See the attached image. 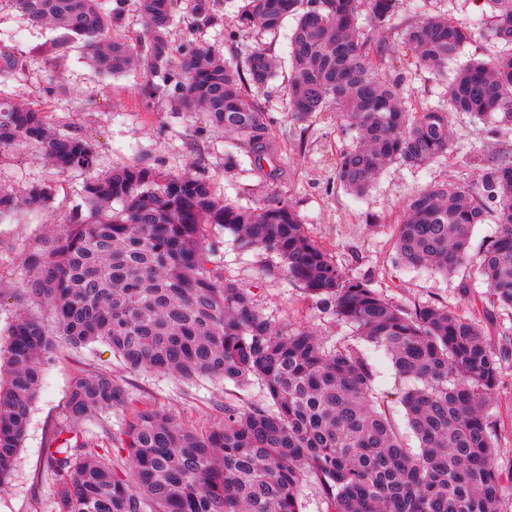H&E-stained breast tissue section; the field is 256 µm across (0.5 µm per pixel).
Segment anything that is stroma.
<instances>
[{
	"label": "stroma",
	"mask_w": 512,
	"mask_h": 512,
	"mask_svg": "<svg viewBox=\"0 0 512 512\" xmlns=\"http://www.w3.org/2000/svg\"><path fill=\"white\" fill-rule=\"evenodd\" d=\"M216 4L223 16L221 25L196 30L178 20L170 38L175 50L203 44L234 63L258 46L273 56L276 78L252 92L265 107L280 147L268 167H258L244 155L233 156L232 136L210 126L203 113L184 112L175 109L171 98L152 96L149 78L136 71L118 77L98 73L86 60L83 42L63 41L60 31L32 24L4 4L0 5V48L13 49L23 65L12 78L0 82V96L47 112L58 132L92 140L99 172L142 162L169 173L188 171L210 179L224 202L240 208H255L273 197L289 201L309 235L330 250L346 275L367 280L383 297L405 308L434 305L469 318L481 317L488 287L476 263L448 276L404 266L393 248L395 228L411 199L429 186L478 188L483 167L479 151L512 149V127L452 114L447 154L419 168L390 164L363 195H353L334 176L339 153L352 143L350 132L337 125L335 113L299 120L287 107L295 18H287L278 33L264 35L233 26L241 0H216ZM439 14L471 28L462 60L488 61L512 50L485 38L491 11L475 0H398L393 19L376 39L388 49L404 51L402 28L414 18ZM50 49L56 50L57 63L47 60ZM86 180L78 172L52 170L33 147L0 148V187L15 189L47 181L58 187L56 199L43 211L22 210L0 221L1 351L7 348L16 311L46 321L51 318L46 304L17 297L28 278L24 256L43 248L53 229L65 223L71 208L82 200ZM206 245L225 277L247 288L255 307L273 323L309 328L328 344L349 334L348 326L289 280L274 253L242 246L217 224L208 225ZM495 315L485 333L492 348L506 358L486 413L497 423L496 463L502 491L496 512H512V309H496ZM370 358L377 371V391L388 399L387 412L400 430H407L401 395L409 380L396 374L383 352L371 351ZM88 372L120 380L131 407L152 403L199 429L223 422L225 394L254 404L263 401L262 386L256 381L243 387L208 378L183 382L130 371L104 344L78 348L60 344L45 365L11 478L0 486V512H55L53 476L44 448L51 431L65 418L73 380Z\"/></svg>",
	"instance_id": "obj_1"
}]
</instances>
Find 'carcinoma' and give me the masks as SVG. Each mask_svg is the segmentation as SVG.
<instances>
[{"instance_id": "obj_1", "label": "carcinoma", "mask_w": 512, "mask_h": 512, "mask_svg": "<svg viewBox=\"0 0 512 512\" xmlns=\"http://www.w3.org/2000/svg\"><path fill=\"white\" fill-rule=\"evenodd\" d=\"M29 21L84 42L97 66L115 77L138 69L164 96L172 55L169 28L218 22L215 0H138L144 49L117 34L123 2L6 0ZM238 27L277 31L297 23L290 39L288 108L298 119L334 112L355 145L336 159V180L364 193L386 165L421 167L448 151L450 112L512 125V54L458 65L472 31L427 17L403 31L407 53L372 48L360 22L362 0H242ZM494 24L488 38L512 44V0H484ZM396 0H369L370 23L384 28ZM21 66L0 50V79ZM395 73L392 81L377 71ZM426 69L446 81L448 108L400 105L403 76ZM274 77L264 49L234 66L202 48L182 53L174 79L178 106L235 136L236 149L259 162L278 152L266 110L243 90ZM28 144L62 171L90 175L83 204L41 250L24 258L20 296L50 307L54 325L21 311L0 360V486L22 447L45 364L60 341L104 343L131 371L182 380L209 377L243 386L260 381L265 403L224 399V424L201 430L145 404L117 433L90 436L78 426L102 410H120L129 395L103 373L74 380L65 422L45 448L55 477L56 512H301L298 487L316 476L329 512H494L502 487L492 422L484 413L502 357L479 322L446 308L407 310L363 279L347 276L329 251L307 235L295 208L275 199L244 210L217 197L214 184L188 172L142 164L93 176L95 145L51 131L48 115L0 98V147ZM484 196L438 184L416 195L397 225L403 265L448 275L471 260V232L493 217L498 234L479 255L489 289L483 315L512 308V151L487 159ZM55 195L49 183L0 191V219L36 211ZM121 205L112 209V203ZM221 224L244 245L279 256L302 285L352 328L332 345L306 328L275 326L248 291L211 263L204 225ZM383 351L396 372L419 382L402 404L418 446L410 448L376 393L368 348Z\"/></svg>"}]
</instances>
